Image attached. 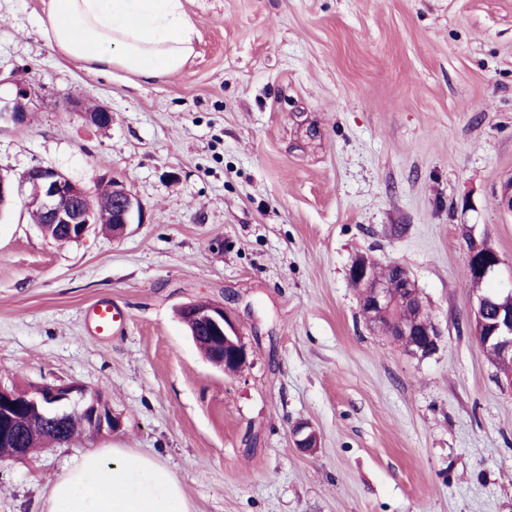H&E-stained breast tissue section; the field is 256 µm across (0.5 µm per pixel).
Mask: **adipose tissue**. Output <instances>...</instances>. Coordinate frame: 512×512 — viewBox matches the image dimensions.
Masks as SVG:
<instances>
[{"label":"adipose tissue","instance_id":"1","mask_svg":"<svg viewBox=\"0 0 512 512\" xmlns=\"http://www.w3.org/2000/svg\"><path fill=\"white\" fill-rule=\"evenodd\" d=\"M50 45L90 71L146 80L180 70L196 32L183 0H48ZM42 512H190L172 471L120 448L86 454L51 484Z\"/></svg>","mask_w":512,"mask_h":512}]
</instances>
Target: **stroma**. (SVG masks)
<instances>
[{
	"instance_id": "1",
	"label": "stroma",
	"mask_w": 512,
	"mask_h": 512,
	"mask_svg": "<svg viewBox=\"0 0 512 512\" xmlns=\"http://www.w3.org/2000/svg\"><path fill=\"white\" fill-rule=\"evenodd\" d=\"M46 2L0 0V98L30 90L0 171L119 178L143 221L58 243L0 211V386L80 385L123 421L0 463V512H41L97 448L159 458L191 512H512V377L473 334L463 237L512 286V0H184L194 53L152 81L51 49ZM362 255L409 270L434 355L365 323ZM190 302L226 305L239 373L194 345ZM96 329L100 332L111 330L114 323L122 321V313L112 306V302H102L94 307Z\"/></svg>"
}]
</instances>
